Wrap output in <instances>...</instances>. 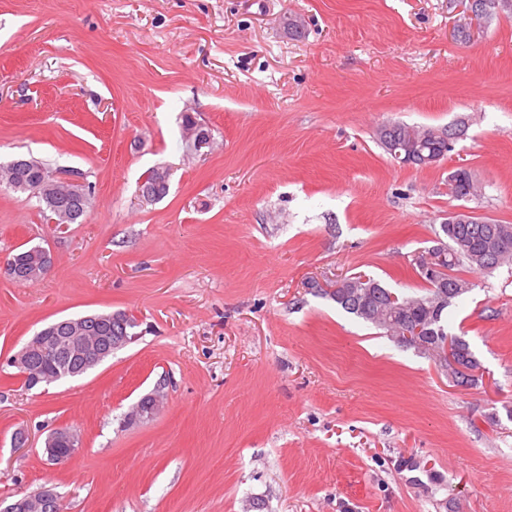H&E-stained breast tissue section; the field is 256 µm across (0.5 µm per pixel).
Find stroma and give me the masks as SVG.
<instances>
[{
  "label": "stroma",
  "mask_w": 512,
  "mask_h": 512,
  "mask_svg": "<svg viewBox=\"0 0 512 512\" xmlns=\"http://www.w3.org/2000/svg\"><path fill=\"white\" fill-rule=\"evenodd\" d=\"M460 0H0V161L79 173L86 223L0 186V262L40 245L36 281L0 270V499L61 512H512V264L463 266L448 330L476 387L331 299L363 274L425 294L412 265L448 214L512 224V18L455 29ZM300 18L294 37L289 18ZM211 143L186 145L184 117ZM400 122L460 128L405 166ZM476 195L448 192L456 164ZM168 194L139 201L145 173ZM100 311L136 340L25 390L9 357ZM163 386L154 417L125 414ZM82 438L48 462L56 427ZM29 446L14 447L17 430ZM410 128L411 127H409L403 123H393V124L384 125L381 128H379V130L377 132V140H378L379 144L381 145V147L388 154L391 155L390 150L388 149V143H390V142L402 143L404 140H407ZM394 159L397 160L396 158H394ZM449 136L447 138L443 137H436L433 140L427 141L422 147L421 152L424 155H428L430 153L434 154H440V155H432L428 157H423L422 163L425 164V166H433L435 165L439 160L444 158L442 154L447 155L448 152H450L453 148V139H449ZM62 444L68 448H59ZM80 447L81 439L79 435L66 427L54 430L44 441V452L47 460L55 465L69 462L77 454ZM6 502V499H0L1 512H53L59 506L57 494L50 487H45L37 499L21 496L11 499L4 506Z\"/></svg>",
  "instance_id": "1"
}]
</instances>
